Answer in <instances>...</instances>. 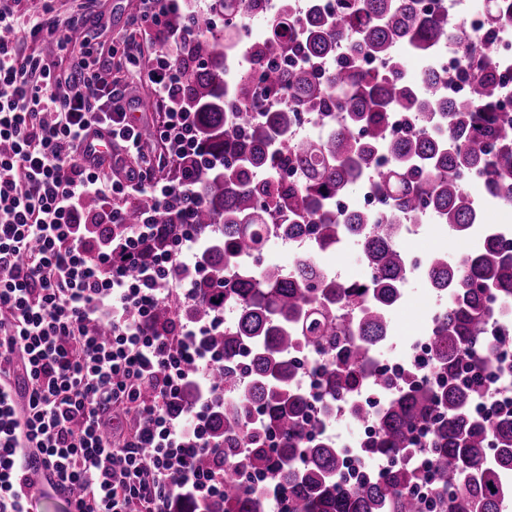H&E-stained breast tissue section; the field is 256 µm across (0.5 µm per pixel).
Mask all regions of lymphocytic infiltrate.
I'll list each match as a JSON object with an SVG mask.
<instances>
[{
    "instance_id": "1",
    "label": "lymphocytic infiltrate",
    "mask_w": 512,
    "mask_h": 512,
    "mask_svg": "<svg viewBox=\"0 0 512 512\" xmlns=\"http://www.w3.org/2000/svg\"><path fill=\"white\" fill-rule=\"evenodd\" d=\"M31 42L71 55L69 71L26 52ZM108 73L93 45L72 53L50 9L21 14L0 0V512H31L35 465L69 512L224 500V450L209 434L212 403L224 397L211 370L222 358L205 350L206 327L153 319L159 302L196 295L179 276L200 240L194 180L155 179L190 152L171 137L183 138L192 115L170 110L160 133L169 145L153 150L132 119L137 103ZM179 74L171 52L137 80L172 102ZM91 136L108 138V160L84 150ZM122 223L117 239L87 233ZM165 232V250L142 261L143 243ZM191 383L202 399L178 405ZM118 414L131 425L117 434Z\"/></svg>"
}]
</instances>
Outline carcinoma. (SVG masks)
Wrapping results in <instances>:
<instances>
[{
  "mask_svg": "<svg viewBox=\"0 0 512 512\" xmlns=\"http://www.w3.org/2000/svg\"><path fill=\"white\" fill-rule=\"evenodd\" d=\"M167 14L166 33L180 38L182 88L176 107L195 113L197 154L204 159L196 195L202 206L198 230L205 238L197 262L180 275L197 298L177 307L157 305L154 321L174 316L210 323L228 305L236 323L212 329L205 344L224 358L213 378L224 382V401L210 412V435L224 445L223 512H270L272 502L288 512H505L512 505V409L496 404L493 418L473 405L495 400L482 374L486 358L503 339L484 335L498 299L512 305V238L484 229L488 241L455 261L436 252L419 275L448 297L429 332L430 365L437 383L419 378L415 365L391 375L380 366V347L390 333V313L412 275L398 246L406 216L433 213L458 235L480 222L466 182L484 195L512 203V118L499 112L501 78L490 62L493 43L460 38L458 77L468 95L444 99L433 75L424 87L407 79L403 47L428 61L448 40V18L421 11L419 0H342L336 13L301 27L288 20L268 24L266 55L286 49L301 56L291 69L266 67L268 89L287 100L261 108L252 74L224 84L226 58L247 38L238 23L244 3L260 0H155ZM224 17V30L212 19ZM512 19L507 0H487L486 29ZM374 58L381 69L363 73ZM313 120L305 141L288 139L299 114ZM396 112L418 119L422 132L399 139L389 134ZM255 167L263 181L249 177ZM298 175L293 182L279 171ZM367 185L374 210L345 215L336 200ZM302 234L317 249L358 244L367 276L338 281L310 256L290 275L254 260L270 235ZM317 359L314 371L327 399L315 408L303 380L302 354ZM368 386L382 397L373 410L356 399ZM342 406L352 421L371 420L374 437L359 440L367 458H383L378 474L364 472L346 488L340 480L343 449L319 438L311 447L307 429ZM429 425L424 449L416 428ZM436 478L430 497H417L426 476ZM266 477L245 488L239 469Z\"/></svg>",
  "mask_w": 512,
  "mask_h": 512,
  "instance_id": "obj_1",
  "label": "carcinoma"
}]
</instances>
